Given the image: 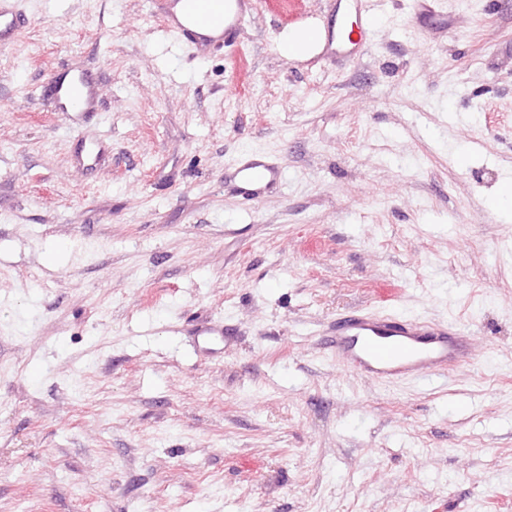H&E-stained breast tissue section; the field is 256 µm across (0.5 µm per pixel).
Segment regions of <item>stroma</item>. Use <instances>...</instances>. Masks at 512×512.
<instances>
[{"mask_svg": "<svg viewBox=\"0 0 512 512\" xmlns=\"http://www.w3.org/2000/svg\"><path fill=\"white\" fill-rule=\"evenodd\" d=\"M0 50V512H512V0H368L352 62L256 11L197 56L155 0H16ZM99 79L82 127L58 65ZM83 139L111 162L74 164ZM274 155L258 203L224 171ZM454 322L471 363L378 383L327 326ZM224 323L216 352L200 327ZM14 0L0 1V48L13 43L22 32ZM306 28L290 31L285 35L279 44V50L293 58H305L314 53L315 45L305 43ZM48 90L53 111L71 126L100 111V86L84 70L58 67L52 73Z\"/></svg>", "mask_w": 512, "mask_h": 512, "instance_id": "obj_1", "label": "stroma"}]
</instances>
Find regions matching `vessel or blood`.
I'll list each match as a JSON object with an SVG mask.
<instances>
[{
	"mask_svg": "<svg viewBox=\"0 0 512 512\" xmlns=\"http://www.w3.org/2000/svg\"><path fill=\"white\" fill-rule=\"evenodd\" d=\"M180 0H161L165 27L176 31L195 52L205 53L230 43L254 10L253 0H191V24H184L176 7ZM357 17L355 38L326 33L322 56L339 55L351 60L364 55L373 39V24L366 0H353ZM19 13L13 0H0V48L21 34ZM54 112L75 126L101 107L100 86L86 71L69 67L54 70L49 82ZM109 157L101 142H81L78 166L101 165ZM238 196L257 201L280 185L282 169L268 154L249 153L237 159L225 175ZM343 367L369 380L392 383L429 380L471 358L469 341L454 323L424 318L403 319L388 313L358 309L338 318L327 341Z\"/></svg>",
	"mask_w": 512,
	"mask_h": 512,
	"instance_id": "b4317fda",
	"label": "vessel or blood"
}]
</instances>
